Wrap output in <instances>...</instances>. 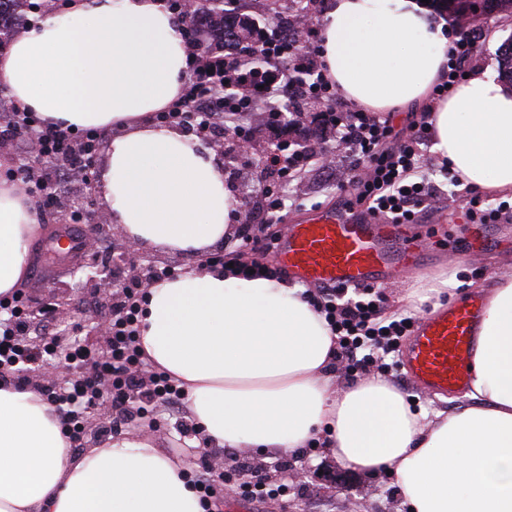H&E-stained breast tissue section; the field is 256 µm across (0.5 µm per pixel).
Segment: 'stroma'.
<instances>
[{"instance_id": "35a3bbf8", "label": "stroma", "mask_w": 512, "mask_h": 512, "mask_svg": "<svg viewBox=\"0 0 512 512\" xmlns=\"http://www.w3.org/2000/svg\"><path fill=\"white\" fill-rule=\"evenodd\" d=\"M478 41L476 52L466 62L465 72L487 67H498V48L504 40L512 37V13L480 15L471 28ZM320 107L314 106L301 114L300 133L294 136V143L311 156L305 172L290 179L284 189L283 220L267 225L264 238L273 241L282 236L285 226L299 224L312 217L318 210H341L343 198L337 188L339 180L350 174L348 161L337 157L333 167L323 166L320 154L327 137L319 128ZM255 145L252 160L240 158L232 139H224V173L226 181L238 197L244 198L243 208L252 221L262 218L264 192L274 180V174L263 170L260 160L263 154L282 141L279 132L257 126L252 130ZM433 141L424 138L419 146L421 155L420 173L435 186L438 200L431 208L423 210L414 230L426 241L425 261L412 276L395 279L384 284L387 309L392 313L420 317L421 313H432L434 305L424 304L416 308L409 301V294L423 287L433 277H445L457 282L453 294L440 296L438 304L446 306L465 299L472 294H488L492 281L490 274L496 268L512 264V212L502 214L494 228L500 241L491 251L471 256L466 261L450 257L448 239L444 235L446 224L452 223L457 211L464 208L471 197L468 185H454L440 172L441 159L432 151ZM110 250L107 268L112 271L115 286L114 296H121L124 288L135 285V272H148L154 268L167 267L181 273L193 266V258L169 253L154 248H144L137 254H122L124 238L120 233L106 237ZM29 306L33 313L21 335L24 343H42L51 340L62 348L70 347L81 340L96 347H104L103 338L90 335L89 323L84 315L100 312L101 298L92 288L78 286L72 267L51 270L43 276L38 287L27 289ZM60 299L59 312L52 323L37 318L41 306L52 299ZM186 418L185 413L162 415L156 425L146 420H136L122 425V433L136 435L148 433L155 447L181 461L188 473H195L200 462L190 447L199 439V432L181 436L178 426ZM245 465L241 480L261 474L274 482H285L291 487L287 501L271 500L264 503H250L249 512H408L396 479L385 470L367 473L338 463L324 450L323 442L306 445L297 454L282 453L267 459L256 453L244 456Z\"/></svg>"}]
</instances>
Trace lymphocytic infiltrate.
Here are the masks:
<instances>
[{
    "label": "lymphocytic infiltrate",
    "instance_id": "obj_1",
    "mask_svg": "<svg viewBox=\"0 0 512 512\" xmlns=\"http://www.w3.org/2000/svg\"><path fill=\"white\" fill-rule=\"evenodd\" d=\"M474 48L470 34H460L453 41L448 69L434 86L433 99L448 96ZM265 56L268 65L261 68L248 55H227L189 44L188 74L177 105L182 120L209 133L227 125L233 138L243 140L249 138L254 124L269 126L279 120L283 112L280 97L285 91H293L307 104H325V122L335 142L351 156L357 192L348 195L346 207L363 204L369 214L392 223H417L423 206L434 202L436 195L430 182L417 177V146L424 138L423 129H395L391 120L338 99L334 84L325 75L314 30H307L302 41L272 36ZM5 130L21 143L37 139L45 157L62 161L74 171L86 168L90 156L71 154L72 141L95 138L89 131L40 127L28 111L12 113ZM258 233V228L243 227L240 250L220 256L221 265L243 277L283 278L284 271L277 264L247 258ZM311 300L336 339V360L352 378L388 372V356L398 352L402 338L415 323L412 317L386 313L379 293L371 287L349 292L325 286ZM27 319L25 298L0 299V381L25 365L62 364L67 380L46 388L45 396L71 433H79L87 409L98 403H112L124 419L171 411L184 400L183 389L165 372L150 370L139 349L138 300L133 290H125L123 299L113 302L112 333L103 350L78 344L59 352L49 346L21 344L18 336Z\"/></svg>",
    "mask_w": 512,
    "mask_h": 512
}]
</instances>
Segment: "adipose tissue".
Wrapping results in <instances>:
<instances>
[{
  "label": "adipose tissue",
  "mask_w": 512,
  "mask_h": 512,
  "mask_svg": "<svg viewBox=\"0 0 512 512\" xmlns=\"http://www.w3.org/2000/svg\"><path fill=\"white\" fill-rule=\"evenodd\" d=\"M446 23L424 0H332L320 51L339 93L400 111L448 66ZM187 48L166 0H68L0 52V86L41 122L106 137L97 198L125 236L196 258L242 218L224 166L158 124L181 96ZM432 147L465 184L512 191V91L470 75L429 117ZM34 203L0 179V296L24 280ZM470 358V405L412 411L372 376L341 387L335 343L300 288L200 266L151 283L140 346L187 396L205 448L298 451L319 432L338 462L390 471L410 512H512V265L495 269ZM54 406L0 386V512H204L183 465L147 434L71 457Z\"/></svg>",
  "instance_id": "ef3b65f1"
}]
</instances>
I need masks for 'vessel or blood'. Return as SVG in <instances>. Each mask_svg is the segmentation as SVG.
Returning <instances> with one entry per match:
<instances>
[{
  "label": "vessel or blood",
  "mask_w": 512,
  "mask_h": 512,
  "mask_svg": "<svg viewBox=\"0 0 512 512\" xmlns=\"http://www.w3.org/2000/svg\"><path fill=\"white\" fill-rule=\"evenodd\" d=\"M448 233L465 239L468 254L495 245L493 236L476 232L468 224L449 225ZM419 242L418 236L387 220L322 210L304 223L289 226L275 243L273 258L305 283L379 286L418 268ZM482 308V297L474 295L418 320L403 355L413 385L445 397L467 389Z\"/></svg>",
  "instance_id": "obj_1"
}]
</instances>
